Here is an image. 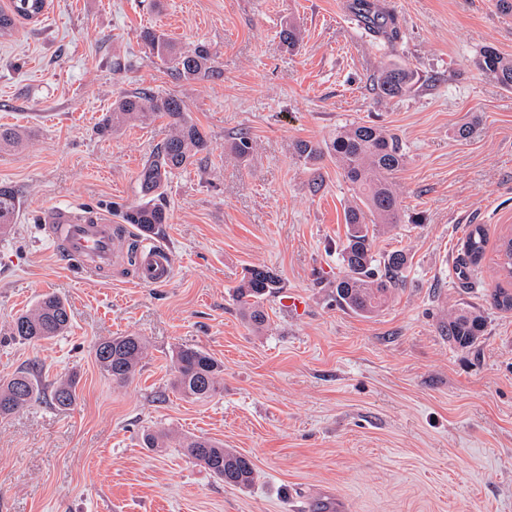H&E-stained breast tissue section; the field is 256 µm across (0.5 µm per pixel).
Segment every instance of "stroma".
<instances>
[{
  "mask_svg": "<svg viewBox=\"0 0 512 512\" xmlns=\"http://www.w3.org/2000/svg\"><path fill=\"white\" fill-rule=\"evenodd\" d=\"M374 2L394 15L396 39L369 36L349 0H47L0 38V126L26 135L0 149V185L21 203L0 241V380L31 368L48 389L77 382L70 408L45 395L0 417V512H512V312L488 301L501 281L493 258L466 275L458 263L469 225L493 242L512 232V90L474 65L486 46L512 57V13L497 0ZM290 22L295 49L278 36ZM147 28L206 46L209 73L176 75L144 44ZM392 63L416 84L382 99L371 80ZM141 89L181 98L209 143L159 196L139 176L167 119L97 133L113 100ZM353 123L385 128L405 152L400 221L373 250L405 251L409 267L369 316L334 288L350 187L329 154L297 150ZM243 134L253 148L237 158ZM146 203L167 214L154 236L175 266L163 287L140 283L127 260L140 231L122 214ZM58 205L111 215L110 274L78 275L57 255L43 215ZM253 265L282 286L259 331L235 295ZM291 291L301 314L281 302ZM47 293L69 303V331L10 339L12 318ZM462 307L485 320L468 348L442 332ZM127 334L148 351L117 384L93 344ZM182 346L223 363L216 397L174 391ZM149 431L223 442L252 459L253 486L146 448Z\"/></svg>",
  "mask_w": 512,
  "mask_h": 512,
  "instance_id": "35a3bbf8",
  "label": "stroma"
}]
</instances>
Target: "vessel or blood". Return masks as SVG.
Returning a JSON list of instances; mask_svg holds the SVG:
<instances>
[{"label": "vessel or blood", "mask_w": 512, "mask_h": 512, "mask_svg": "<svg viewBox=\"0 0 512 512\" xmlns=\"http://www.w3.org/2000/svg\"><path fill=\"white\" fill-rule=\"evenodd\" d=\"M44 222L54 249L70 266L87 275L111 270L115 242L110 215L56 206L46 211ZM139 272L145 284L167 285L174 275L167 248L158 243H142Z\"/></svg>", "instance_id": "1"}]
</instances>
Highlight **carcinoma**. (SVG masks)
Returning <instances> with one entry per match:
<instances>
[{"mask_svg":"<svg viewBox=\"0 0 512 512\" xmlns=\"http://www.w3.org/2000/svg\"><path fill=\"white\" fill-rule=\"evenodd\" d=\"M358 15L372 31L394 28L393 20L374 11L369 0H355ZM46 0H10L7 9L0 8V36L13 32L20 19L34 20L42 15ZM143 39L151 53L186 78L200 76L210 69V53L203 46L191 52H182L154 31L143 32ZM480 70L492 76L502 87L512 89V58L505 57L492 47L484 48L476 59ZM415 73L412 69L391 64L378 75L376 89L383 98H394L411 92ZM167 115L171 135L157 148L140 174L142 191L155 194L164 187L169 175L183 169L206 151L209 144L199 126L184 110L181 100L159 96L150 90H141L119 96L112 103V113L97 128L104 136L133 123H146L158 114ZM328 152L342 170L344 180L354 191L351 204L345 211L346 242L342 250L345 273L336 280L338 301L360 315L379 311L391 293L403 283L408 267V256L396 250L383 259L372 251L376 232L399 221V197L394 176L405 162V153L399 140L375 124H356L336 132V137L321 146L310 142L298 144V152L307 157ZM18 199L14 190L0 185V238L9 237L15 230L14 219ZM128 224H135L146 235L156 232L166 222V212L160 206H138L124 216ZM489 242L488 231L482 224L468 230L462 244L463 267H476L485 258ZM496 265L504 277L512 278V235H502L496 248ZM280 287L278 277L265 266L246 269L236 287L237 300L245 316L257 329L262 328L267 316L263 308L265 298ZM492 304L502 310H512V289L496 286L491 293ZM71 312L67 302L55 294H45L28 310L16 315L10 324V336L23 342H38L63 335L70 328ZM448 341L461 347L474 345L484 333L482 316L470 310L458 309L448 313L443 325ZM94 357L103 372L116 383L126 382L145 357L147 341L142 336H112L97 341ZM173 387L188 399L204 400L221 390V366L205 350L181 347L173 358ZM43 394L34 370L26 369L0 381V416L5 417L26 406ZM76 380L60 382L50 394L51 402L59 408H69L75 402ZM182 454L208 470L224 484L247 488L256 479L251 459L233 448L204 438L185 437L176 442Z\"/></svg>","mask_w":512,"mask_h":512,"instance_id":"carcinoma-1","label":"carcinoma"}]
</instances>
